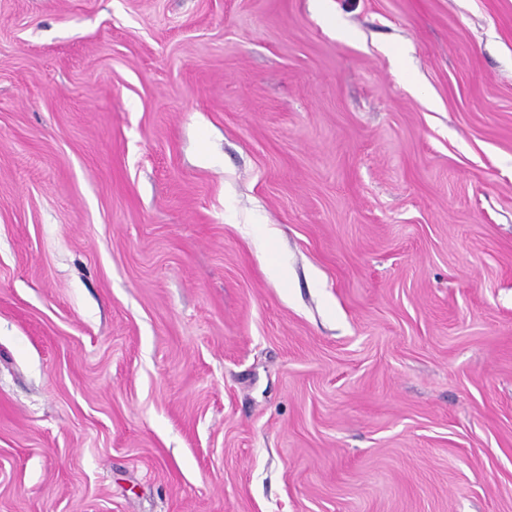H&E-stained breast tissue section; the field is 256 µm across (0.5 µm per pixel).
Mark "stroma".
I'll use <instances>...</instances> for the list:
<instances>
[{
    "instance_id": "1",
    "label": "stroma",
    "mask_w": 512,
    "mask_h": 512,
    "mask_svg": "<svg viewBox=\"0 0 512 512\" xmlns=\"http://www.w3.org/2000/svg\"><path fill=\"white\" fill-rule=\"evenodd\" d=\"M0 512H512V0H0Z\"/></svg>"
}]
</instances>
